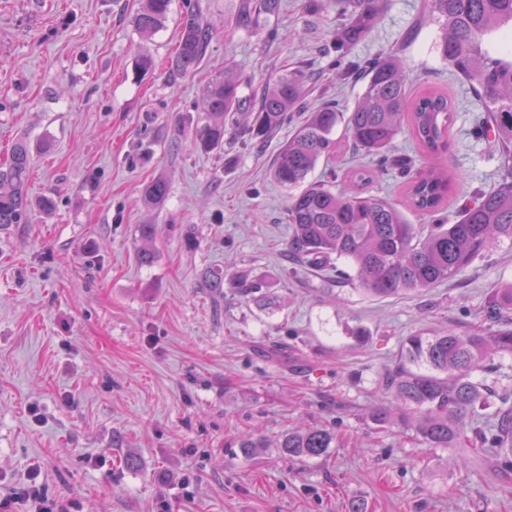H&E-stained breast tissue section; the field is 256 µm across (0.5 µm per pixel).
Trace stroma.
Masks as SVG:
<instances>
[{"mask_svg":"<svg viewBox=\"0 0 512 512\" xmlns=\"http://www.w3.org/2000/svg\"><path fill=\"white\" fill-rule=\"evenodd\" d=\"M228 3L195 0L213 38L173 77L185 0L148 40L132 24L141 0H0V162L27 138L29 197L55 201L0 230V494L36 469L47 497L75 512H348L353 501L362 512H512V473L494 457L465 464L368 417L407 336L474 329L493 288L512 282V242L436 288L390 298L285 260L290 192L273 164L287 132L258 146L240 132L224 153L198 152L202 96L228 67L246 94L305 68L312 108L351 111L361 87L331 67L333 0L316 11L281 0L248 31ZM421 10L422 0H387L346 58L401 50L411 90L452 103L449 151L421 152L400 133L388 173L362 192L396 199L408 172L444 167L452 220L500 166L474 134L467 82L436 50L438 25L418 26ZM143 55L154 61L145 74ZM159 176L170 193L157 211L140 189ZM148 222L158 249L144 266L137 228ZM213 271L264 294L215 297ZM338 415L321 459L234 447L249 431L273 440Z\"/></svg>","mask_w":512,"mask_h":512,"instance_id":"stroma-1","label":"stroma"}]
</instances>
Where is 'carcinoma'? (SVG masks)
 <instances>
[{
  "label": "carcinoma",
  "mask_w": 512,
  "mask_h": 512,
  "mask_svg": "<svg viewBox=\"0 0 512 512\" xmlns=\"http://www.w3.org/2000/svg\"><path fill=\"white\" fill-rule=\"evenodd\" d=\"M171 0H143L133 18L144 38L156 34L166 20ZM386 0H336L343 23L336 31V48L344 49L374 27ZM280 0H237L233 19L248 29L262 15L278 13ZM439 25L437 48L448 68L472 86L476 104L485 112L478 127L500 160L494 187L464 206L453 223L440 216L448 195L446 171L422 169L409 177L406 207L427 220L411 224L399 203L386 196L363 195L330 179L307 182L320 161L336 153V128L353 149L376 159L372 169H354L350 181L363 185L384 174L389 151L403 126L426 153L448 150L451 105L442 93L411 99L399 53L393 52L365 65L363 89L349 112L327 103L306 111L304 95L309 75L300 68L286 70L274 82L251 96L240 94L241 75L232 69L212 80L204 101L208 119L196 126V149L211 153L224 149L227 138L239 129L264 142L288 125L291 114H304L274 161L273 177L288 188L302 187L289 197L288 252L304 266L347 275L336 261L347 262L363 291L380 298L430 290L456 277L475 258L500 242L512 241V63L490 54L489 37L502 33L512 39V0H425L422 25ZM212 39L209 24L188 7L169 70L176 75L195 68L205 57ZM33 153L30 142L18 139L7 166L0 167V229L28 223L31 204L28 178ZM169 183L155 178L142 189L145 204L164 206ZM139 261L151 265L157 254L156 225L139 228ZM216 293L231 288L241 297L262 291L258 281L238 277L228 283L220 273L206 275ZM512 354V282L494 289L481 325L467 333L453 330L417 333L405 338L399 359L386 377L390 401L369 413L373 423L399 422L413 430L430 448L461 450L496 458L500 469L512 472V397L475 377L491 372L487 364L495 354ZM495 408L492 423L474 429L482 411ZM336 442V426L308 427L281 434L270 444L261 434H249L233 444L245 456L262 448H276L289 460L318 459Z\"/></svg>",
  "instance_id": "carcinoma-1"
}]
</instances>
